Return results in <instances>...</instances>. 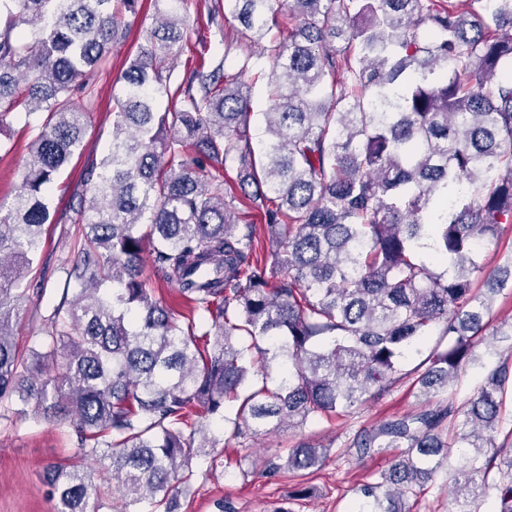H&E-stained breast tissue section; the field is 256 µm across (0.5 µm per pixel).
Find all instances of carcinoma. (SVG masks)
Here are the masks:
<instances>
[{
  "instance_id": "obj_1",
  "label": "carcinoma",
  "mask_w": 512,
  "mask_h": 512,
  "mask_svg": "<svg viewBox=\"0 0 512 512\" xmlns=\"http://www.w3.org/2000/svg\"><path fill=\"white\" fill-rule=\"evenodd\" d=\"M140 0H0V125L44 112L22 187L0 205V399L35 400L79 436V461L48 482L56 512H99L85 468L107 465L127 505L175 512L194 468L224 466L212 432L259 430L345 415L410 383L416 413L357 432L361 457L401 449L360 488L372 512H406L460 445L453 512H512V346L476 392L456 387L484 341L495 296L512 290V258L485 272L481 249L512 224V0H286L288 35L264 44L279 0H215L252 55L237 67L200 59L170 86L189 0H154L159 18L112 99V141L73 208L85 242L32 354L13 327L24 274L44 248L45 197L79 150L97 71ZM344 46H336V41ZM269 105L255 153L245 79ZM173 111L159 112L160 98ZM234 166L241 196L212 168ZM255 188L266 207L271 271L256 228L236 215ZM152 275L191 303L184 321L152 298ZM436 345L407 369L405 351ZM215 337L212 350L200 341ZM61 369L42 377L43 368ZM327 449H288V469Z\"/></svg>"
}]
</instances>
